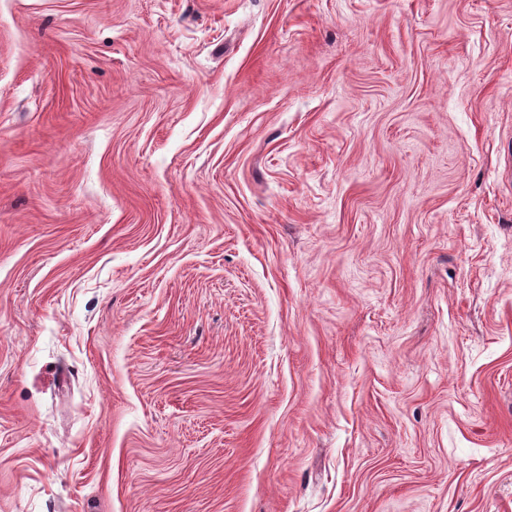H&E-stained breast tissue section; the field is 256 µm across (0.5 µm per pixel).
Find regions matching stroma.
<instances>
[{"label": "stroma", "mask_w": 512, "mask_h": 512, "mask_svg": "<svg viewBox=\"0 0 512 512\" xmlns=\"http://www.w3.org/2000/svg\"><path fill=\"white\" fill-rule=\"evenodd\" d=\"M0 512H512V0H0Z\"/></svg>", "instance_id": "obj_1"}]
</instances>
